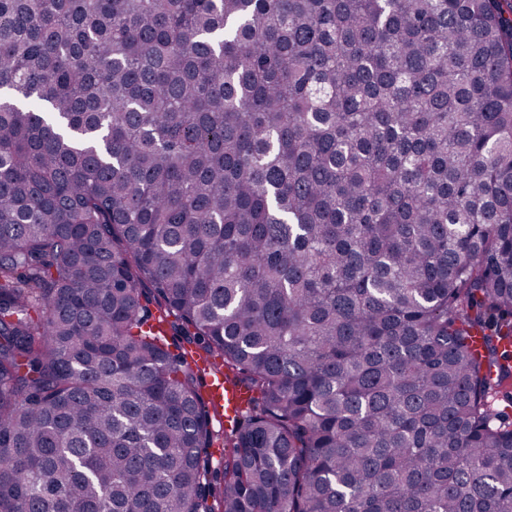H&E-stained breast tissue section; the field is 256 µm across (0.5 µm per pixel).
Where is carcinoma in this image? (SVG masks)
I'll use <instances>...</instances> for the list:
<instances>
[{
	"mask_svg": "<svg viewBox=\"0 0 512 512\" xmlns=\"http://www.w3.org/2000/svg\"><path fill=\"white\" fill-rule=\"evenodd\" d=\"M507 339L512 0H0V512H512ZM207 397L217 407L224 406V422L222 424L212 415L208 406L212 416L211 429L215 434V443L211 448L212 468L219 474L224 467V453L230 449L224 448V424L230 425L234 420L246 400V394L242 389L225 382L221 373H216L207 384Z\"/></svg>",
	"mask_w": 512,
	"mask_h": 512,
	"instance_id": "obj_1",
	"label": "carcinoma"
}]
</instances>
